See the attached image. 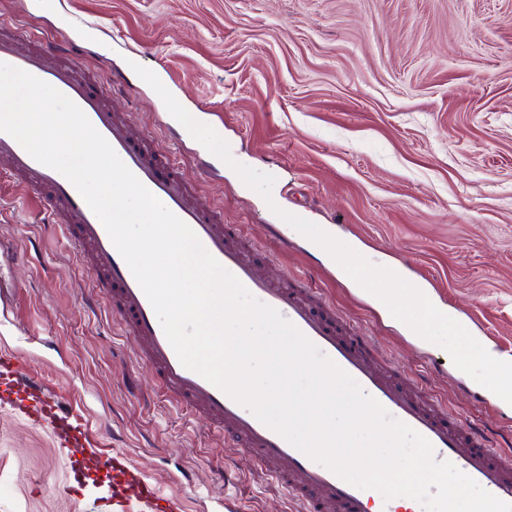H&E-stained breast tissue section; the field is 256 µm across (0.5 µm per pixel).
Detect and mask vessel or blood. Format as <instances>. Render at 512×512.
I'll list each match as a JSON object with an SVG mask.
<instances>
[{
    "label": "vessel or blood",
    "instance_id": "b4317fda",
    "mask_svg": "<svg viewBox=\"0 0 512 512\" xmlns=\"http://www.w3.org/2000/svg\"><path fill=\"white\" fill-rule=\"evenodd\" d=\"M46 49L23 47L0 35V62L25 70L73 100L111 144L132 173L196 233L207 251L261 302L276 309L348 373L394 418L427 438L436 461H450L486 491L512 503V450L493 448L486 434L449 418L445 406L420 397L413 385L383 367L360 333H343L334 310L311 300L303 287L273 281L232 241L222 217L201 204L191 185L164 149H147L107 102L104 90L92 89L80 67L48 64ZM0 163L28 189L44 193L76 253L94 275L96 293L120 313L126 332L139 342L143 363L157 376L172 401L208 418L227 445L245 449L259 468L287 490L300 512H371L379 493L354 487L310 459L263 425L201 375L185 368L169 344L154 310L103 225L74 186L57 171L33 159L11 136L0 133ZM26 417L46 425L57 447L69 449L70 477L82 484L87 469L75 455L88 447L82 410L62 407L54 396L36 399Z\"/></svg>",
    "mask_w": 512,
    "mask_h": 512
}]
</instances>
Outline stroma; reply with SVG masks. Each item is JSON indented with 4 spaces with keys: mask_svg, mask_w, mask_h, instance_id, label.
Wrapping results in <instances>:
<instances>
[{
    "mask_svg": "<svg viewBox=\"0 0 512 512\" xmlns=\"http://www.w3.org/2000/svg\"><path fill=\"white\" fill-rule=\"evenodd\" d=\"M1 23L51 45L80 33L76 61L113 110L169 153L268 276L310 289L392 369L512 445V405L475 401L447 352L384 319L324 249L269 231L278 207L335 225L483 347L512 352V0H0ZM137 64L237 161L275 176L274 206L203 153ZM0 242L11 254L0 275L14 285L0 348L43 393L80 404L89 439L130 459L182 512L227 497L241 512H289L254 458L168 401L45 199L1 165ZM121 482L100 467L73 495L49 432L0 406V512H97Z\"/></svg>",
    "mask_w": 512,
    "mask_h": 512,
    "instance_id": "35a3bbf8",
    "label": "stroma"
}]
</instances>
